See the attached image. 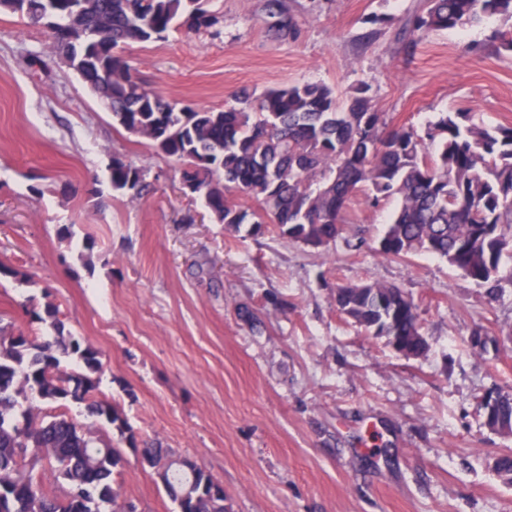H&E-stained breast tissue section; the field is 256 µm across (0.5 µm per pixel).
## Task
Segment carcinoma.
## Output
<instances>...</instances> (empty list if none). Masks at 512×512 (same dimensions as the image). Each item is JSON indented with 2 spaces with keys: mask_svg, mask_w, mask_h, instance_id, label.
<instances>
[{
  "mask_svg": "<svg viewBox=\"0 0 512 512\" xmlns=\"http://www.w3.org/2000/svg\"><path fill=\"white\" fill-rule=\"evenodd\" d=\"M211 0H0V12L19 14L50 32L54 56L72 69L113 121L135 130L159 154L183 165L206 213L258 236L269 226L313 249L336 242L353 223L352 205L395 197L376 251L406 260L427 253L448 261L495 292L502 258L512 256V126L487 127L467 112H443L423 133L395 124L376 109L371 86L344 95L320 82L242 91L222 109L180 107L132 74L126 49L196 34L217 23ZM512 18V0H425L405 22L424 39L440 30L472 26L493 16ZM112 191L139 199L149 187L144 169L112 157ZM254 199L243 208L230 189ZM336 308L373 336L398 339L415 357L429 347L417 305L402 289L380 282L336 288ZM42 325L26 333L0 324V512H127L114 475L126 460L86 423L47 416L32 403L83 406L86 418L112 427L138 447L126 417L97 397L99 351L66 331L52 304L30 311ZM488 425L512 430V397L496 394ZM175 506L174 512H230L215 478L198 464L173 470L157 443L139 452ZM48 465L66 488L44 489L36 469ZM494 471L512 482V454Z\"/></svg>",
  "mask_w": 512,
  "mask_h": 512,
  "instance_id": "cac0c4a2",
  "label": "carcinoma"
}]
</instances>
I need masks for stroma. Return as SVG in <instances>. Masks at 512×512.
I'll list each match as a JSON object with an SVG mask.
<instances>
[{
  "instance_id": "stroma-1",
  "label": "stroma",
  "mask_w": 512,
  "mask_h": 512,
  "mask_svg": "<svg viewBox=\"0 0 512 512\" xmlns=\"http://www.w3.org/2000/svg\"><path fill=\"white\" fill-rule=\"evenodd\" d=\"M213 0L201 34L128 50L134 76L177 103L232 104L317 81L372 88L378 111L423 129L441 112L512 123V54L488 50L512 18L437 31L403 28L421 0ZM389 15L388 25L369 24ZM38 55L44 68L29 67ZM120 156L146 172L137 200L113 196ZM179 165L118 127L50 53L45 30L0 13V318L56 305L102 354L100 390L139 442L188 457L224 486L231 512H512L493 461L512 435L484 424L478 397L512 393V280L490 298L447 261L375 253L394 200L355 203L335 244L313 251L268 232L251 238L200 214ZM378 281L410 294L429 342L405 358L336 310V288ZM261 318L251 329L237 312ZM481 331L485 351L472 349ZM115 480L137 512H173L130 448Z\"/></svg>"
}]
</instances>
